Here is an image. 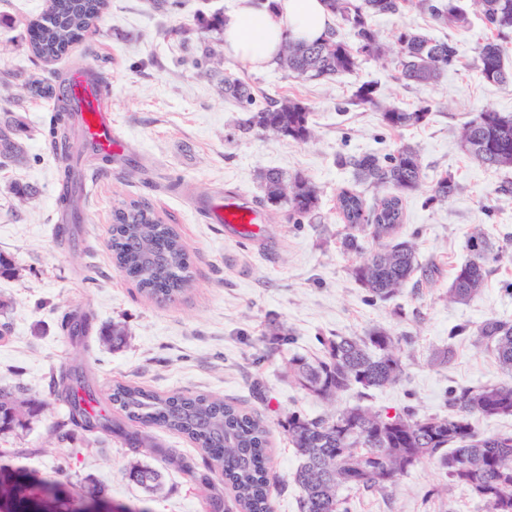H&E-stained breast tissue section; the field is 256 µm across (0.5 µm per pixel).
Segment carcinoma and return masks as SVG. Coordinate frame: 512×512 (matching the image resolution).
<instances>
[{
    "instance_id": "carcinoma-1",
    "label": "carcinoma",
    "mask_w": 512,
    "mask_h": 512,
    "mask_svg": "<svg viewBox=\"0 0 512 512\" xmlns=\"http://www.w3.org/2000/svg\"><path fill=\"white\" fill-rule=\"evenodd\" d=\"M340 24L354 35L350 45L336 30L313 43L286 42L279 65L298 77L328 80L354 72L360 58L380 59L385 48L379 42L374 18L396 15L410 7L428 12L441 24L465 27L468 12L459 0H324ZM106 6V0H52L49 12L30 21L31 53L51 66L81 42ZM472 6L488 30L475 48V66L481 78L499 86H512V70L504 63L503 44L512 39V0H472ZM399 79L415 86H428L456 62V48L414 29L396 36ZM30 92L53 101V116L44 137L52 152L64 163L60 170L58 204H74V168L67 164L71 153L67 135L75 121L66 81L42 80ZM224 95L245 105L249 115L243 129L269 131L295 142L312 136L310 109L291 100H269L261 105L251 88L237 78L224 77ZM382 123L393 130L422 122L429 107L407 111L379 107ZM465 154L489 168L512 167V116L485 109L466 123L461 133ZM356 180L382 192L375 207L367 210L361 193L343 189L336 198L346 229L340 237L345 254H361L371 239L375 248L367 261L350 268L352 278L375 300H389L416 272L430 281L437 267L419 268L415 243L398 236L403 221V195L418 191L424 172L418 151L403 146L388 157L368 153L344 160ZM263 200L283 203L288 211L303 217L317 206L316 187L306 178L270 169L261 175ZM459 190L446 174L430 189L429 200L446 201ZM112 252L121 274L137 282L148 298L170 300L191 283L190 259L180 235L146 203L132 201L114 217ZM470 253L456 268L448 299L468 302L482 287L488 265L499 259L500 249L481 231L468 238ZM88 326L85 314H70L64 327L76 339ZM478 340L491 348L499 368L512 376V322L491 318L478 328ZM323 354L309 360L294 355L288 360V376L305 393L324 400L358 388L373 389L400 384L405 366L399 339L384 328L363 336H330L321 340ZM70 411L61 426L71 425L92 434L115 435L132 448H156L158 444L141 430L158 426L192 441L202 453L209 471L224 474V487L232 494L235 512H273L272 483L268 470L269 430L257 415L235 402L208 394L161 395L143 386L117 383L112 387V405L123 417L114 418L95 407L97 396L83 372L73 367L60 376ZM19 388L0 387V433L24 428L38 409L37 402L22 397ZM452 410L445 417L421 415L413 406L390 414L361 406L346 407L334 414L307 417L288 415V443L299 458L293 475L301 495L299 512H343V490L387 494L388 489L412 468L434 462L448 478V485L468 488L489 512H512V433L484 436L477 430L481 418L512 415V382L464 387L454 392ZM167 462L191 473V478L213 502L208 475L192 473L191 466L173 451ZM129 478L152 493L161 485V471L142 462L129 467Z\"/></svg>"
}]
</instances>
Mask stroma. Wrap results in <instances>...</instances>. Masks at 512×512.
<instances>
[{
  "instance_id": "obj_1",
  "label": "stroma",
  "mask_w": 512,
  "mask_h": 512,
  "mask_svg": "<svg viewBox=\"0 0 512 512\" xmlns=\"http://www.w3.org/2000/svg\"><path fill=\"white\" fill-rule=\"evenodd\" d=\"M236 0H179L162 13L152 0H108L84 41L56 63L68 76L77 68L102 67L111 84L107 107L124 140L122 153L101 165L85 157L78 165L84 193L79 219L60 235L55 223L60 160L43 136L52 104L28 90L29 80L50 70L34 61L25 39L29 21L46 13L49 0H0V128H8L22 154L0 159V253L18 273L0 277V300L10 333L0 340V387L19 385L41 403L26 430L0 434V512H14L6 487L23 482L37 512H211L190 478L150 449L129 448L122 439L96 438L76 430L58 432L68 408L55 387L72 364H80L102 408L112 407V386L124 381L161 394L204 392L234 398L270 429L274 512H298L293 481L299 461L283 425L291 412L314 417L362 405L390 412L412 404L427 415H447L451 391L494 384L506 375L476 329L489 318L512 320V169L489 168L460 148L465 123L485 108L512 115V86L486 83L473 66L486 29L478 14L465 28L442 25L416 9L380 16L375 25L386 60L367 58L359 69L333 80L299 78L274 65L253 69L224 51L222 33L201 29L199 17L227 16ZM448 40L458 62L430 86L404 85L393 53L401 28ZM248 84L257 100L295 99L310 110L313 136L305 142L245 131L241 105L226 98L225 75ZM376 88L378 105L362 104L363 83ZM413 110L429 106L419 124L393 132L379 104ZM409 145L421 155L427 181L449 174L459 190L445 202L427 190L403 198L402 238L412 240L420 262L437 260L429 283L407 282L387 301L370 300L351 277L353 255L339 248L345 223L336 208L341 189L354 186L341 156L385 155ZM301 175L318 190V205L302 223L289 220L282 204L264 202L260 175L267 169ZM24 187L18 195L16 187ZM242 195L261 213L258 234L243 238L208 223L195 201L217 193ZM148 203L180 234L190 258L192 285L171 300L142 295L116 269L110 248L113 215L123 203ZM502 246L490 263L479 294L469 303L449 301L448 287L467 256L474 226ZM92 317V330L72 342L63 320ZM283 323L288 344L270 349V322ZM123 324L127 341L113 348L103 327ZM385 328L400 338L406 365L402 384L361 395L351 390L325 401L289 378L291 355L320 357L324 336H362ZM453 347L455 357L436 365L434 353ZM163 473L155 493L127 477L134 461ZM432 463L411 469L387 495L347 492L349 512H487L470 491L448 488ZM104 487L90 499L81 488Z\"/></svg>"
}]
</instances>
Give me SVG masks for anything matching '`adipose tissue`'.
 <instances>
[{"label":"adipose tissue","instance_id":"ef3b65f1","mask_svg":"<svg viewBox=\"0 0 512 512\" xmlns=\"http://www.w3.org/2000/svg\"><path fill=\"white\" fill-rule=\"evenodd\" d=\"M333 20L323 0H237L224 20V50L260 68L277 59L286 41L324 37Z\"/></svg>","mask_w":512,"mask_h":512}]
</instances>
